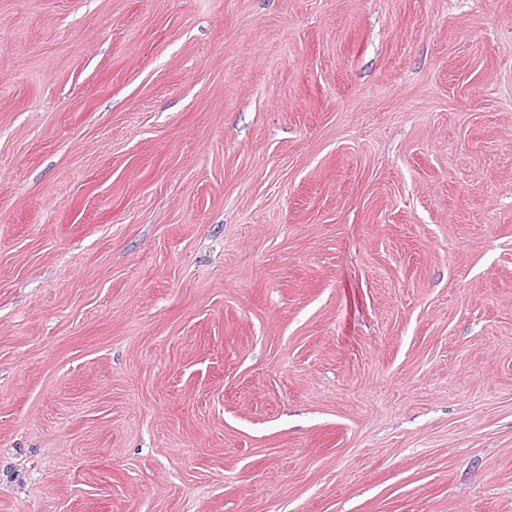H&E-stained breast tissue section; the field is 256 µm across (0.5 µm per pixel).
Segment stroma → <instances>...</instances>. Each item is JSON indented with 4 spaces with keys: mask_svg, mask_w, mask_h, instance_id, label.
I'll list each match as a JSON object with an SVG mask.
<instances>
[{
    "mask_svg": "<svg viewBox=\"0 0 512 512\" xmlns=\"http://www.w3.org/2000/svg\"><path fill=\"white\" fill-rule=\"evenodd\" d=\"M0 512H512V0H0Z\"/></svg>",
    "mask_w": 512,
    "mask_h": 512,
    "instance_id": "stroma-1",
    "label": "stroma"
}]
</instances>
